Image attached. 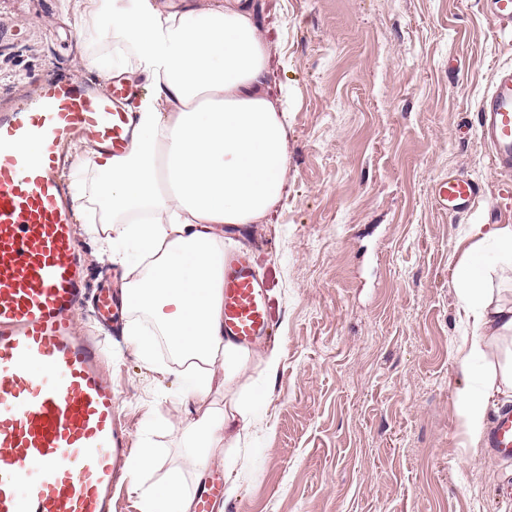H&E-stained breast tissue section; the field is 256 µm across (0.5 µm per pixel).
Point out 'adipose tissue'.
Returning <instances> with one entry per match:
<instances>
[{"instance_id":"1","label":"adipose tissue","mask_w":512,"mask_h":512,"mask_svg":"<svg viewBox=\"0 0 512 512\" xmlns=\"http://www.w3.org/2000/svg\"><path fill=\"white\" fill-rule=\"evenodd\" d=\"M66 10L105 20L112 46L89 54L101 77L130 70L145 93L132 108L137 128L129 150L116 157L79 154L74 163L77 212L95 209L101 255L123 268L120 290L132 309L154 319L152 331L126 325L144 369L164 374L158 342L183 364L177 391L189 420L184 445L200 468L222 447H234L251 409L236 383L252 354L226 341L221 331L224 233L266 220L284 193L288 169V113L270 94V51L249 0H209L182 6L173 0H62ZM483 246L493 247L501 272L492 281L474 253L456 287L471 326L457 352L463 373L491 342L512 340V224L473 225ZM512 391V362L492 369L482 389L457 394L458 415L471 446H479L495 391ZM218 396L221 406L194 415V399ZM154 465V452L138 449L126 462L139 512H190L192 498L181 469L162 481H139Z\"/></svg>"}]
</instances>
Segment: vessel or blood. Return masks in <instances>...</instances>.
I'll return each mask as SVG.
<instances>
[{
  "mask_svg": "<svg viewBox=\"0 0 512 512\" xmlns=\"http://www.w3.org/2000/svg\"><path fill=\"white\" fill-rule=\"evenodd\" d=\"M497 32L512 34V0H482ZM134 76L97 83L46 73L0 108V512H112L127 441L105 353L80 334L84 280L63 177L67 150L91 138L123 154L132 139ZM495 169H512V65L499 67L477 112ZM481 182L454 172L434 186L451 215L470 209ZM226 339L249 348L267 336V289L247 254L227 260ZM489 446L512 457V407L494 414Z\"/></svg>",
  "mask_w": 512,
  "mask_h": 512,
  "instance_id": "vessel-or-blood-1",
  "label": "vessel or blood"
}]
</instances>
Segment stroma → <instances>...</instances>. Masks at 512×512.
Returning a JSON list of instances; mask_svg holds the SVG:
<instances>
[{"label": "stroma", "mask_w": 512, "mask_h": 512, "mask_svg": "<svg viewBox=\"0 0 512 512\" xmlns=\"http://www.w3.org/2000/svg\"><path fill=\"white\" fill-rule=\"evenodd\" d=\"M250 3L268 86L288 99L289 159L269 222L234 234L267 285L274 334L238 381L249 425L206 464L226 512H512V458L469 447L457 408L512 348L491 345L475 378L460 371L470 328L455 286L469 225L512 224V173L492 169L476 126L512 40L480 0ZM108 44L60 0H0V104L53 67L89 77L85 57ZM450 171L484 185L457 216L433 199ZM106 343L132 448L189 468L174 376ZM156 418L168 428L151 431Z\"/></svg>", "instance_id": "obj_1"}]
</instances>
